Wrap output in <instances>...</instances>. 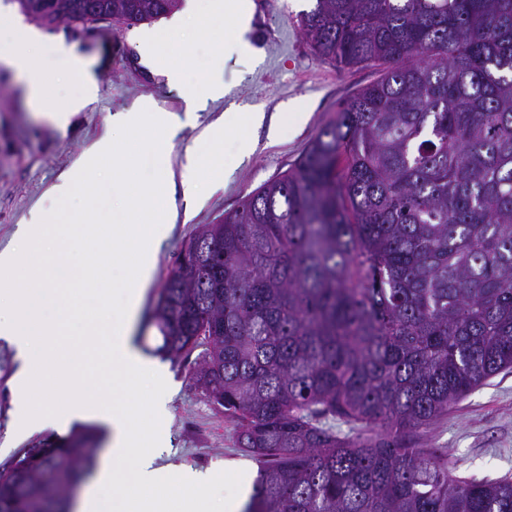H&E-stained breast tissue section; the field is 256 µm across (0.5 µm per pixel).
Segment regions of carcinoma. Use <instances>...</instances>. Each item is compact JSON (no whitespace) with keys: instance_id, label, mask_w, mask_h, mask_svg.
Returning <instances> with one entry per match:
<instances>
[{"instance_id":"obj_1","label":"carcinoma","mask_w":512,"mask_h":512,"mask_svg":"<svg viewBox=\"0 0 512 512\" xmlns=\"http://www.w3.org/2000/svg\"><path fill=\"white\" fill-rule=\"evenodd\" d=\"M45 25L126 26L171 0H16ZM316 56L377 66L280 177L185 245L157 351L262 462L245 512H512L421 437L512 370V0H312ZM91 443L0 471V512H64Z\"/></svg>"}]
</instances>
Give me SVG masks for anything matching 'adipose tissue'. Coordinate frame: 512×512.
<instances>
[{"instance_id": "ef3b65f1", "label": "adipose tissue", "mask_w": 512, "mask_h": 512, "mask_svg": "<svg viewBox=\"0 0 512 512\" xmlns=\"http://www.w3.org/2000/svg\"><path fill=\"white\" fill-rule=\"evenodd\" d=\"M251 10L249 0H184L162 25L142 28L136 36L138 51L169 88L178 90L182 113L162 109L151 98L136 101L113 115L111 134L84 152L68 175L52 186L53 198L72 207V224L86 254L74 264V275L92 284L95 307L60 301L46 273L54 261L47 243L55 211L33 209L19 226L15 244L0 249V338L22 361L13 383L19 433L45 428L64 433L74 423L91 420L112 430L108 454L75 512H242L247 502L241 488L221 507H214L211 474L156 467L162 445L138 421L137 386L147 376L162 383L163 376L132 344L131 332L153 279L157 254L178 217L170 203L172 190L180 189L186 206H193L202 178L223 176L224 139L235 132L222 119L207 125L200 137L210 147L208 154L187 151L179 170L167 166L154 182L140 181L134 167L138 150L148 146L166 152L184 118L207 111L209 103L226 93L224 79L216 73L189 87L190 59L185 54L173 59L172 38L191 25L203 35L225 32L229 53L245 52ZM0 45L9 48L6 65L43 103L46 119L58 129H67L72 118L95 101L98 82L65 40L10 22L0 27ZM55 62L63 63L77 82L73 94L58 100L50 94L48 70ZM103 172L125 187L121 215L110 226L97 223L91 208L97 177ZM116 267L126 271L117 289L109 280ZM116 292L122 296L117 308L112 305ZM67 336H93L97 342L91 348L67 345ZM86 369L95 372L102 386H120L124 401L110 399L102 386L89 389L80 377Z\"/></svg>"}]
</instances>
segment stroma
I'll use <instances>...</instances> for the list:
<instances>
[{"instance_id":"obj_1","label":"stroma","mask_w":512,"mask_h":512,"mask_svg":"<svg viewBox=\"0 0 512 512\" xmlns=\"http://www.w3.org/2000/svg\"><path fill=\"white\" fill-rule=\"evenodd\" d=\"M252 2L250 40L259 56L222 60L220 33L189 45L175 38V50L190 54L192 74L221 71L229 93L200 113L196 125L182 130L169 149V161L176 166L186 150L206 151L208 145L199 137L202 127L230 112L259 111L274 118L291 108L306 113L307 121L275 140L269 139L267 127L243 124L238 136L225 138L228 173L219 185L207 186L199 203L173 225L157 254L154 277L131 334L142 355L164 366L171 380L166 410L156 425L165 445L159 466L202 472L222 468L223 475L212 489L216 497L232 495L238 482H254L260 464L237 447L233 421L197 385L194 374L202 361L201 349L173 358L157 353L162 339L150 316L185 243L204 225L237 209L247 194L293 167L340 104L379 75L374 67L341 68L314 55L298 23L299 14L310 7L308 0ZM51 31L76 44L98 80L100 96L72 119L67 131H58L39 118V104L28 100L17 75L2 64L7 51L0 48V249L13 243L18 225L25 223L33 208L54 207L48 188L110 131L115 112L144 97L172 112L183 109L179 93L168 90L162 78L141 63L134 41L136 27L110 21L85 27L63 22ZM242 135L254 143L246 156L238 147ZM17 368L13 349L0 341V470L29 448L56 437L50 430L17 434L11 388ZM423 443L447 452L453 475L512 477V371L468 394L429 429Z\"/></svg>"}]
</instances>
